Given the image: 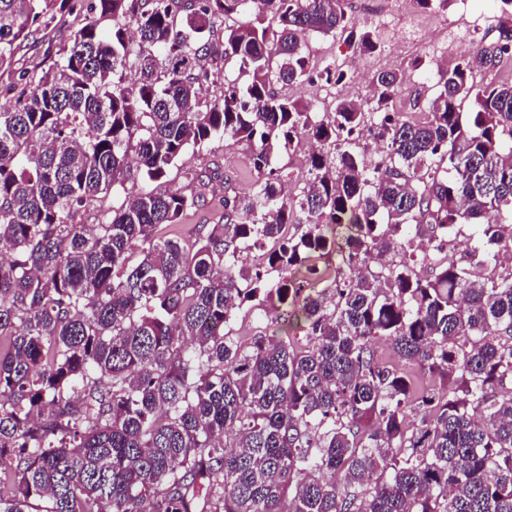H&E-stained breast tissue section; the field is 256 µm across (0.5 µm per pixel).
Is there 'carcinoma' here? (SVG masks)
<instances>
[{
    "mask_svg": "<svg viewBox=\"0 0 512 512\" xmlns=\"http://www.w3.org/2000/svg\"><path fill=\"white\" fill-rule=\"evenodd\" d=\"M70 3L0 0V68ZM501 3L498 40L438 70L415 122L392 105L400 70L323 115L278 93L310 79L308 33L377 52L346 0L90 6L0 108V512H512V82L475 78L512 57ZM219 27L237 76L208 100ZM217 138L249 147L256 180L187 251L159 231L202 194L149 183ZM306 140L293 196L275 161ZM117 187L120 207L76 220ZM463 226L496 250L446 252ZM268 309L288 337L239 341Z\"/></svg>",
    "mask_w": 512,
    "mask_h": 512,
    "instance_id": "obj_1",
    "label": "carcinoma"
}]
</instances>
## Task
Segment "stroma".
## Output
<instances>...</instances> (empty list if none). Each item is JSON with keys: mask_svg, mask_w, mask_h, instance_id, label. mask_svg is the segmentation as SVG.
<instances>
[{"mask_svg": "<svg viewBox=\"0 0 512 512\" xmlns=\"http://www.w3.org/2000/svg\"><path fill=\"white\" fill-rule=\"evenodd\" d=\"M89 3L90 0H79L77 6L57 14L49 26L30 27L28 36L15 52L12 67L0 69V107L14 105L26 79L39 77L51 67L58 50L67 46L73 33L84 24ZM347 6L357 22L374 31L379 50L370 56H359L337 38L307 36L306 53L312 78L304 84L281 89L282 94L313 102L321 113L333 111L337 100L343 97L366 100V79L378 71L398 68L404 70L406 80L395 99V109L414 112L416 91L433 92L438 69L455 64L470 43H490L497 39L501 15L498 0H450L443 12L416 8L408 14L395 12L389 16L373 8L372 0H347ZM418 56L428 61V71L420 73L412 69L411 62ZM353 57L361 66L364 82L328 85L315 82V75L344 68ZM215 165L223 176L206 187L205 206L188 212L173 229L185 248L194 247L198 225L223 223L226 185H233L237 192L244 194L255 179L248 149L242 145L228 146L216 139L202 149H189L172 169L165 185L187 188V170Z\"/></svg>", "mask_w": 512, "mask_h": 512, "instance_id": "1", "label": "stroma"}]
</instances>
